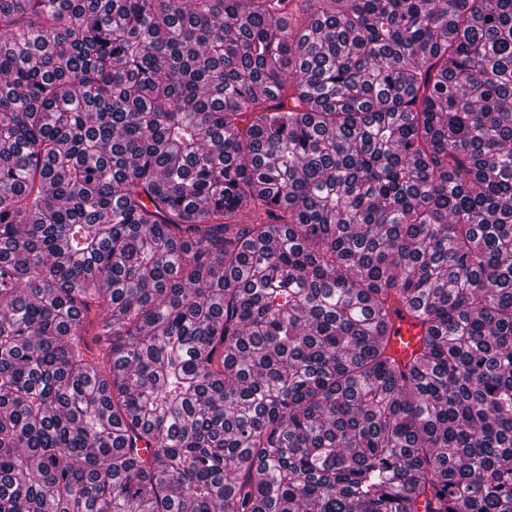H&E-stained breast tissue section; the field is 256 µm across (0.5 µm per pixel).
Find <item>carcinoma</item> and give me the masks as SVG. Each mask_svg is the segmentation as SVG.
<instances>
[{"instance_id":"obj_1","label":"carcinoma","mask_w":512,"mask_h":512,"mask_svg":"<svg viewBox=\"0 0 512 512\" xmlns=\"http://www.w3.org/2000/svg\"><path fill=\"white\" fill-rule=\"evenodd\" d=\"M0 512H512V0H0ZM393 330L394 336H389L390 349L398 360L406 363L412 353L419 350L424 339L423 331L416 321L407 314L394 318Z\"/></svg>"}]
</instances>
